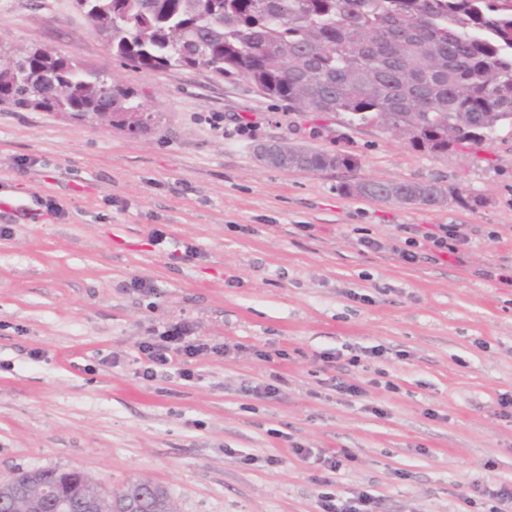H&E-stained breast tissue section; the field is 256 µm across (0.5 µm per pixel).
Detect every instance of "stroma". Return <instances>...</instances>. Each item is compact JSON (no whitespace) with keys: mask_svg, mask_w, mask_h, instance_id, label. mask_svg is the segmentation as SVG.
Masks as SVG:
<instances>
[{"mask_svg":"<svg viewBox=\"0 0 512 512\" xmlns=\"http://www.w3.org/2000/svg\"><path fill=\"white\" fill-rule=\"evenodd\" d=\"M0 44L112 75L153 115L131 131L0 103V480L38 468L112 490L148 479L178 512H319L326 488L369 492L379 512H512L488 496L512 484L499 406L512 394V125L418 150L203 67L123 65L75 0H0ZM238 117L251 132L234 131ZM272 141L358 164L268 167L254 149ZM367 179L435 181L448 200L342 194ZM405 224H458L469 243L409 264L394 252ZM175 323L208 351L144 377L140 342ZM268 383L275 398L251 395ZM294 442L350 459L325 488Z\"/></svg>","mask_w":512,"mask_h":512,"instance_id":"obj_1","label":"stroma"}]
</instances>
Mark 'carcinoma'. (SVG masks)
<instances>
[{"instance_id": "cac0c4a2", "label": "carcinoma", "mask_w": 512, "mask_h": 512, "mask_svg": "<svg viewBox=\"0 0 512 512\" xmlns=\"http://www.w3.org/2000/svg\"><path fill=\"white\" fill-rule=\"evenodd\" d=\"M121 63L144 70L205 67L241 78L298 112H334L351 126L401 125L408 144L446 153L512 125V0H77ZM99 73L34 45L0 52V103L17 109L92 115L142 129L151 114L126 88L103 101ZM351 154L288 146L279 169H350ZM348 197L441 205L435 183L359 180ZM29 498L57 484L53 469L32 472ZM74 479L51 512H83ZM131 499L137 512H177L167 489L149 480L102 494L97 512ZM0 509L28 512L13 485L0 483Z\"/></svg>"}]
</instances>
